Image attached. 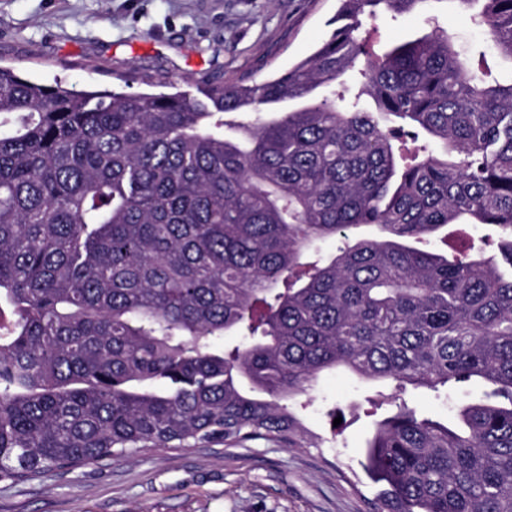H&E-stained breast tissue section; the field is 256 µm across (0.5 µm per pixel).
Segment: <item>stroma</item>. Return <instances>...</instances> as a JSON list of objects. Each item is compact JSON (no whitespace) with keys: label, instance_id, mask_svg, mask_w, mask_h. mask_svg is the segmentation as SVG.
I'll list each match as a JSON object with an SVG mask.
<instances>
[{"label":"stroma","instance_id":"stroma-1","mask_svg":"<svg viewBox=\"0 0 512 512\" xmlns=\"http://www.w3.org/2000/svg\"><path fill=\"white\" fill-rule=\"evenodd\" d=\"M338 0H0V65L32 80L116 91L196 93L262 82L310 56L333 32ZM434 16L465 55L489 50L455 6L380 14L372 48L415 35ZM298 411L315 448L265 440L238 448L152 450L16 486L0 512H365L380 491L362 462L375 420L399 405L453 417L458 395L396 392L343 369L321 375Z\"/></svg>","mask_w":512,"mask_h":512}]
</instances>
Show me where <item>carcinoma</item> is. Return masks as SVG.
<instances>
[{
    "instance_id": "cac0c4a2",
    "label": "carcinoma",
    "mask_w": 512,
    "mask_h": 512,
    "mask_svg": "<svg viewBox=\"0 0 512 512\" xmlns=\"http://www.w3.org/2000/svg\"><path fill=\"white\" fill-rule=\"evenodd\" d=\"M429 0H339L329 40L253 85L176 93L45 85L0 66V483L148 450L317 448L286 402L343 367L434 392L480 379L461 428L376 422L377 512H512V276L408 241L457 222L512 268V79L447 31L376 54L362 18ZM475 10L512 61V0ZM361 63L359 102L310 103ZM302 105L278 116L273 106ZM424 131L438 151L400 164ZM376 225L325 265L316 244ZM250 341L224 351V333ZM278 397L246 394L241 381Z\"/></svg>"
}]
</instances>
